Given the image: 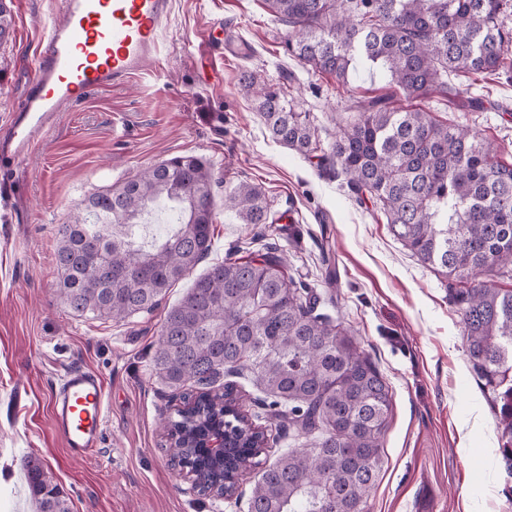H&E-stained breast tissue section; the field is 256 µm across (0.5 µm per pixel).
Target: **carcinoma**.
<instances>
[{
	"label": "carcinoma",
	"mask_w": 512,
	"mask_h": 512,
	"mask_svg": "<svg viewBox=\"0 0 512 512\" xmlns=\"http://www.w3.org/2000/svg\"><path fill=\"white\" fill-rule=\"evenodd\" d=\"M288 24V53L313 70L346 80L355 65L379 67L408 96L439 94L448 110L477 108L452 75H492L512 66V31L502 18L512 0H265ZM14 25L0 0V42ZM269 137L305 158L341 167L348 187L379 205L393 235L448 281L458 307L468 361L494 395L512 446V289L481 274L512 277V164L467 126L440 124L416 107L382 99L358 106L327 150L310 113L298 112L283 87L251 75L243 86ZM224 210L241 224H273L265 192L239 182L224 188ZM212 171L180 155L120 185L92 194L59 230L58 294L68 307L120 323L157 307L212 247ZM168 224L161 237L135 229ZM320 294L289 274L268 250L242 258L230 251L197 278L160 326L150 359L153 377L180 393L171 419L173 459L189 465L204 492L238 476L277 437L248 415L239 390L264 395L274 419L305 439L258 471L248 512H363L382 465L389 387L350 330L319 311ZM224 381L222 391L212 386ZM224 426L222 465L199 441ZM37 512H71L54 476L23 459Z\"/></svg>",
	"instance_id": "cac0c4a2"
}]
</instances>
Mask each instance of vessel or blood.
<instances>
[{"label":"vessel or blood","instance_id":"b4317fda","mask_svg":"<svg viewBox=\"0 0 512 512\" xmlns=\"http://www.w3.org/2000/svg\"><path fill=\"white\" fill-rule=\"evenodd\" d=\"M34 79L14 113L0 156L19 159L52 129L61 108L120 83L157 55L170 0H60ZM53 427L73 459L94 455L103 434L105 388L99 373H66L50 405Z\"/></svg>","mask_w":512,"mask_h":512}]
</instances>
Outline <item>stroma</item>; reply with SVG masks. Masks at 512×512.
<instances>
[{
	"mask_svg": "<svg viewBox=\"0 0 512 512\" xmlns=\"http://www.w3.org/2000/svg\"><path fill=\"white\" fill-rule=\"evenodd\" d=\"M155 59L138 74L60 112L33 152L0 162L13 211L0 218V512H35L20 461L38 457L72 512H247L254 471L231 499L202 496L172 460L162 421L175 394L149 361L165 313L229 249L246 257L273 246L296 280L321 293L323 312L349 327L383 375L392 414L383 465L364 512H512V467L492 402L471 369L448 284L393 236L383 213L359 199L340 168H326L273 142L241 90L258 73L310 113L330 144L358 102L404 95L381 77L347 81L314 72L285 52V24L264 0H171ZM13 30L0 43V128L23 99L58 0H12ZM232 41L236 56H225ZM478 110L448 111L440 96L414 104L441 122L469 126L512 163V77L459 80ZM176 155L213 172L212 249L158 307L123 323L81 316L56 295L54 251L73 209L92 193ZM262 187L280 220L241 224L224 209V188ZM104 379L107 408L99 450L73 460L50 419L65 370Z\"/></svg>",
	"mask_w": 512,
	"mask_h": 512,
	"instance_id": "1",
	"label": "stroma"
}]
</instances>
